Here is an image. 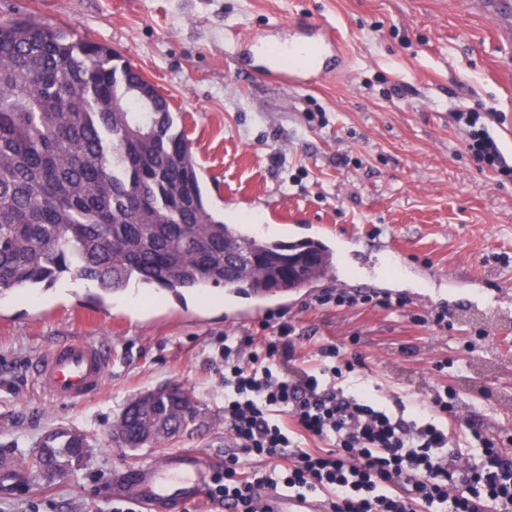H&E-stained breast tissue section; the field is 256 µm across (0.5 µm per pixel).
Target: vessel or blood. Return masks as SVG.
<instances>
[{
    "label": "vessel or blood",
    "instance_id": "vessel-or-blood-1",
    "mask_svg": "<svg viewBox=\"0 0 512 512\" xmlns=\"http://www.w3.org/2000/svg\"><path fill=\"white\" fill-rule=\"evenodd\" d=\"M480 4L494 23L500 47L511 51L512 0H480ZM338 43L337 33L318 24L302 43L255 35L236 42L227 55L242 70L260 68L282 83L305 84L333 72ZM110 363L104 345L79 340L40 354L33 375L52 400L77 404L102 389ZM213 475L203 456L185 450L117 473L112 478V494L139 503L145 512H184L188 505L205 499ZM257 498L259 512H325L322 498L316 495L262 488Z\"/></svg>",
    "mask_w": 512,
    "mask_h": 512
}]
</instances>
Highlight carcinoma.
Instances as JSON below:
<instances>
[{
    "label": "carcinoma",
    "mask_w": 512,
    "mask_h": 512,
    "mask_svg": "<svg viewBox=\"0 0 512 512\" xmlns=\"http://www.w3.org/2000/svg\"><path fill=\"white\" fill-rule=\"evenodd\" d=\"M335 264L319 243L225 223L167 98L121 53L55 23L0 21V295L66 277L179 298L221 286L282 294ZM188 395L177 384L148 415L127 406L130 445L149 425L158 439L180 434ZM88 455L84 434L51 431L0 469L48 479Z\"/></svg>",
    "instance_id": "1"
}]
</instances>
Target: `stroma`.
Returning <instances> with one entry per match:
<instances>
[{
  "instance_id": "obj_1",
  "label": "stroma",
  "mask_w": 512,
  "mask_h": 512,
  "mask_svg": "<svg viewBox=\"0 0 512 512\" xmlns=\"http://www.w3.org/2000/svg\"><path fill=\"white\" fill-rule=\"evenodd\" d=\"M31 15L119 51L168 97L226 223H270L254 195L353 239L355 257L325 280L276 298L299 355L289 372L324 367L337 346L355 365L348 383L375 404L407 413L451 389L466 420L507 439L512 458V182L480 170L452 113H488L512 163V53L468 0H0V18ZM337 28L340 71L309 85L240 74L225 58L235 37L298 19ZM392 245L396 278L373 302L318 305L357 294L373 275V240ZM499 282L496 290L478 279ZM457 308L448 328L416 316ZM220 288L150 296L101 294L62 279L49 289L0 297V458L35 448L46 432L84 434L90 457L51 480H0V512H107L119 469L194 448L216 465L233 452L224 428V337L257 334ZM91 338L110 354L101 391L74 405L50 401L32 366L53 345ZM178 383L197 407L193 426L159 447L111 443L113 423L140 392Z\"/></svg>"
}]
</instances>
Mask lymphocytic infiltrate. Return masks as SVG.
Returning <instances> with one entry per match:
<instances>
[{
	"instance_id": "obj_1",
	"label": "lymphocytic infiltrate",
	"mask_w": 512,
	"mask_h": 512,
	"mask_svg": "<svg viewBox=\"0 0 512 512\" xmlns=\"http://www.w3.org/2000/svg\"><path fill=\"white\" fill-rule=\"evenodd\" d=\"M483 112H458L467 148L481 169L512 181V164L489 134ZM276 333L224 339V424L237 450L225 457L209 493L235 512H258L259 486L317 494L330 512H512V461L499 441L465 424L463 448L448 445L436 417L453 411L435 394L412 417L373 405L338 384L336 346L322 348L326 372L288 376L296 358L292 326L274 316Z\"/></svg>"
}]
</instances>
